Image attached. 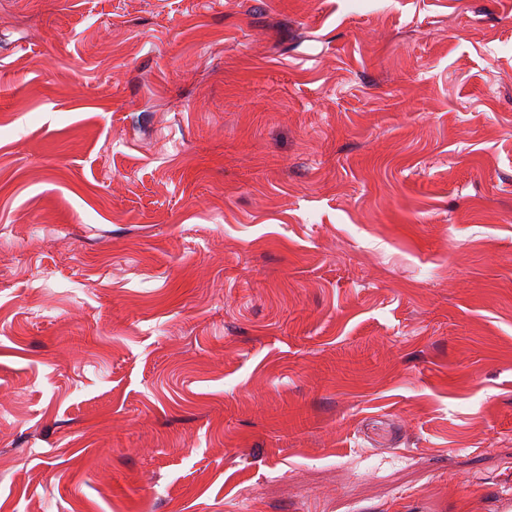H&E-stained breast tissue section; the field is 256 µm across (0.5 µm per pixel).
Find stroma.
I'll use <instances>...</instances> for the list:
<instances>
[{"mask_svg":"<svg viewBox=\"0 0 512 512\" xmlns=\"http://www.w3.org/2000/svg\"><path fill=\"white\" fill-rule=\"evenodd\" d=\"M512 0H0V512H498Z\"/></svg>","mask_w":512,"mask_h":512,"instance_id":"obj_1","label":"stroma"}]
</instances>
